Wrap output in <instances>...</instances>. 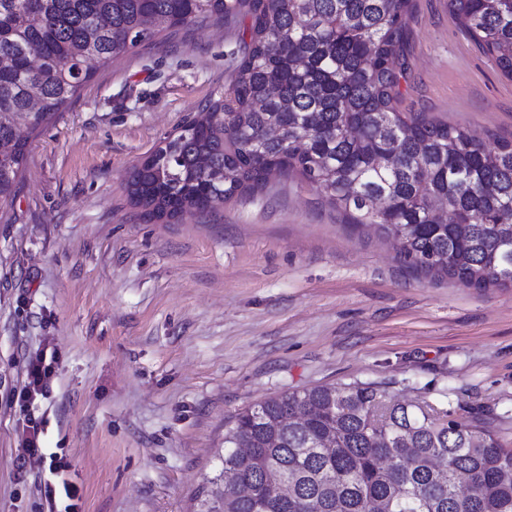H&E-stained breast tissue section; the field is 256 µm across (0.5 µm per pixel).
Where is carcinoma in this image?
Returning <instances> with one entry per match:
<instances>
[{
	"mask_svg": "<svg viewBox=\"0 0 512 512\" xmlns=\"http://www.w3.org/2000/svg\"><path fill=\"white\" fill-rule=\"evenodd\" d=\"M411 0H0V203L32 131L138 44L249 19L224 99L129 175L150 219L261 191L316 187L400 260L468 288L512 287V141L398 110ZM512 79V0H448ZM281 134L271 137L272 126ZM204 512H512V448L485 419L401 402L370 384L273 395L233 417Z\"/></svg>",
	"mask_w": 512,
	"mask_h": 512,
	"instance_id": "cac0c4a2",
	"label": "carcinoma"
}]
</instances>
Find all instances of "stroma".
Returning <instances> with one entry per match:
<instances>
[{
	"mask_svg": "<svg viewBox=\"0 0 512 512\" xmlns=\"http://www.w3.org/2000/svg\"><path fill=\"white\" fill-rule=\"evenodd\" d=\"M412 4L399 110L512 141V80L448 0ZM243 28L142 43L27 134L0 206V512H46L47 462L17 459L31 419L80 489L77 512H197L231 417L316 385L448 398L512 448V288L407 267L296 178L170 220L131 204L132 170L223 96ZM40 352L55 357L48 393L26 405Z\"/></svg>",
	"mask_w": 512,
	"mask_h": 512,
	"instance_id": "obj_1",
	"label": "stroma"
}]
</instances>
